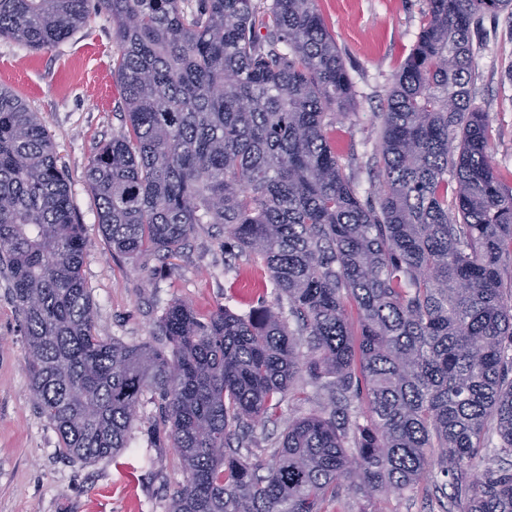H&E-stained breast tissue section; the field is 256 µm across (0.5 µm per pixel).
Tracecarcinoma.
<instances>
[{
    "instance_id": "carcinoma-1",
    "label": "carcinoma",
    "mask_w": 512,
    "mask_h": 512,
    "mask_svg": "<svg viewBox=\"0 0 512 512\" xmlns=\"http://www.w3.org/2000/svg\"><path fill=\"white\" fill-rule=\"evenodd\" d=\"M261 2L96 0L124 128L84 178L112 252L166 259L193 225L222 224L296 330L264 304L202 320L175 302L152 332L161 346L97 336L69 176L38 114L0 87V278L32 401L89 463L130 447L152 394L142 432L184 472L168 512H322L343 489L401 494L435 469L458 512H512V468L468 480L489 433L512 456V186L471 96L474 34L512 0H426L366 200L328 136L352 83L318 0ZM89 17L90 0H0V38L49 50ZM303 373L330 405L288 422L270 459L242 453Z\"/></svg>"
}]
</instances>
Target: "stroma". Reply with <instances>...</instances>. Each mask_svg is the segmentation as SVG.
I'll return each instance as SVG.
<instances>
[{
	"instance_id": "35a3bbf8",
	"label": "stroma",
	"mask_w": 512,
	"mask_h": 512,
	"mask_svg": "<svg viewBox=\"0 0 512 512\" xmlns=\"http://www.w3.org/2000/svg\"><path fill=\"white\" fill-rule=\"evenodd\" d=\"M351 83L350 113L330 136L340 163L360 196L373 190L382 106L395 73L411 54L426 0H319ZM472 66L474 102L494 133L492 164L512 172V16L485 18ZM117 54L112 22L91 14L72 37L34 51L0 39V86L38 112L68 173L71 202L82 224V268L99 337L127 344L151 341L162 312L189 304L199 317L218 306L243 314L260 292H272L268 271L247 254L224 252L215 224L194 225L182 252L160 260L151 252L129 259L113 255L84 182L97 147L119 132L120 90L112 78ZM23 338L4 280L0 279V512H168L183 482L177 453L151 449L143 434L111 459L85 463L62 453L54 427L34 407L24 370ZM324 512H458L448 478L432 473L412 490L367 501L340 495Z\"/></svg>"
}]
</instances>
